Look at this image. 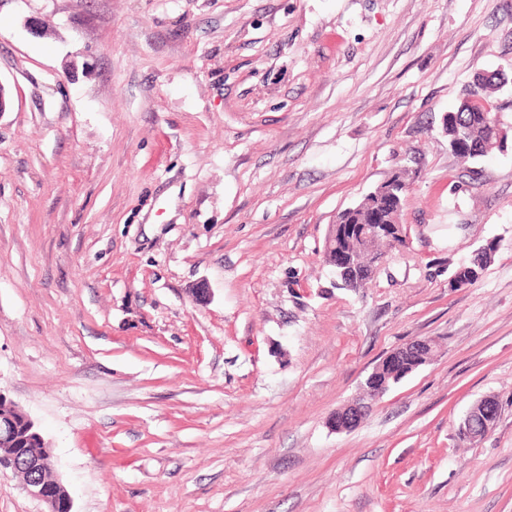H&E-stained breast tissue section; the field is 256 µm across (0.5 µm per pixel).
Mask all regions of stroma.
I'll return each mask as SVG.
<instances>
[{
	"instance_id": "1",
	"label": "stroma",
	"mask_w": 512,
	"mask_h": 512,
	"mask_svg": "<svg viewBox=\"0 0 512 512\" xmlns=\"http://www.w3.org/2000/svg\"><path fill=\"white\" fill-rule=\"evenodd\" d=\"M492 71L466 163L442 116ZM0 92V393L73 512H512V0H0ZM400 165L406 244L335 287L328 225ZM424 351L418 355L420 358L418 361H424L422 364L417 363L408 367H400L397 365L393 356L394 352L387 354L373 369L371 374L368 376L365 382L367 388L366 396L370 399H377L384 395L390 387V383H399L402 379L407 377L409 374L417 370L419 367L430 363L436 353V348H433L430 340L420 341ZM387 363V371H384V364ZM490 405V396H484L470 406L458 426V432L462 439L466 441H475L481 437V435L477 436L474 433L472 429V419L474 415L480 412V410L486 412V408ZM362 401L363 399L355 400L337 411L336 416L330 422L331 427L336 432L357 427L368 409V404Z\"/></svg>"
}]
</instances>
